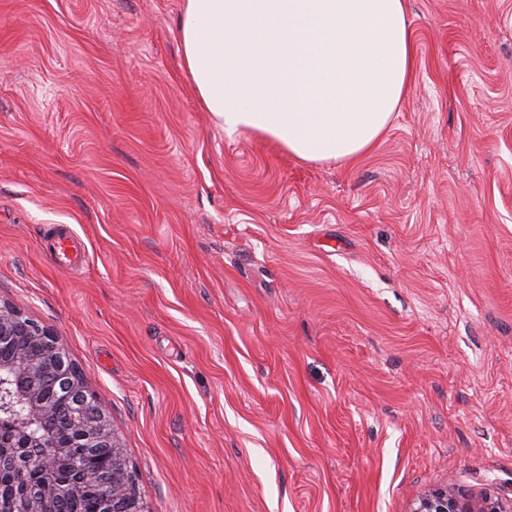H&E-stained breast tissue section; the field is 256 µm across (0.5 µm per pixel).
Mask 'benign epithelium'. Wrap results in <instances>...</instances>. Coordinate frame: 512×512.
<instances>
[{"instance_id":"1","label":"benign epithelium","mask_w":512,"mask_h":512,"mask_svg":"<svg viewBox=\"0 0 512 512\" xmlns=\"http://www.w3.org/2000/svg\"><path fill=\"white\" fill-rule=\"evenodd\" d=\"M22 337V343L10 366V382L14 383L11 394L25 414L14 423V430L21 441L20 449L39 448L41 453L32 458L45 470L50 479L37 493L21 489L15 497V512H54L53 503L65 501L73 486L60 475L71 468V459L65 446L45 448L35 435V429L49 422L62 425L71 434V444L76 448H109L112 452L114 472L131 480L129 461L117 436L107 408L82 382L74 365L68 360L65 347L59 336L50 328L26 317L16 305L0 301V341ZM32 341L46 348L40 359L29 357L25 343ZM50 386L62 397L74 401L67 414L58 415L44 398L42 389ZM84 480L98 483L104 488L101 512H125L133 502L127 485L113 489L112 475L99 476L94 471L84 473ZM412 512H500L493 502L484 501L475 507L458 498L447 489H435L422 497Z\"/></svg>"}]
</instances>
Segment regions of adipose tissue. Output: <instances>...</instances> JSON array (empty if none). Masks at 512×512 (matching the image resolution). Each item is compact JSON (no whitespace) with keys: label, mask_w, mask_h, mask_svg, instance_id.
Returning <instances> with one entry per match:
<instances>
[{"label":"adipose tissue","mask_w":512,"mask_h":512,"mask_svg":"<svg viewBox=\"0 0 512 512\" xmlns=\"http://www.w3.org/2000/svg\"><path fill=\"white\" fill-rule=\"evenodd\" d=\"M178 40L201 106L226 132L307 162L368 151L414 69L406 0H185Z\"/></svg>","instance_id":"1"}]
</instances>
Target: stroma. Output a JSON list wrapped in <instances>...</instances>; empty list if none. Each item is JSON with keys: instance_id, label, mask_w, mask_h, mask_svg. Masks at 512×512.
Segmentation results:
<instances>
[{"instance_id": "obj_1", "label": "stroma", "mask_w": 512, "mask_h": 512, "mask_svg": "<svg viewBox=\"0 0 512 512\" xmlns=\"http://www.w3.org/2000/svg\"><path fill=\"white\" fill-rule=\"evenodd\" d=\"M407 5L410 91L349 165L225 132L184 0H0V301L150 512H512V0ZM47 251L64 264H71V253L78 251V244L71 235H57L47 243ZM412 512H504L500 511L493 502L485 500L482 505L475 507L463 502L456 493L446 488L435 489L422 497Z\"/></svg>"}]
</instances>
